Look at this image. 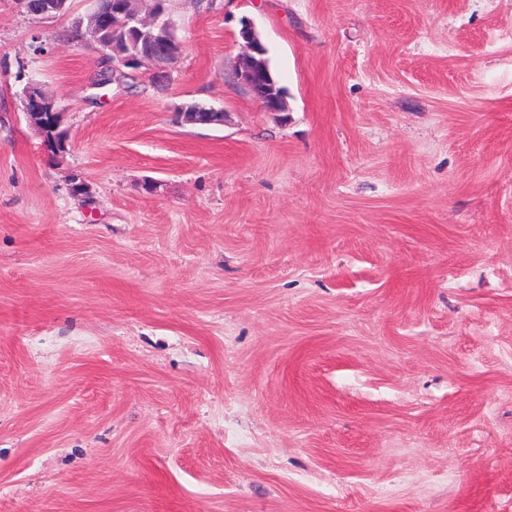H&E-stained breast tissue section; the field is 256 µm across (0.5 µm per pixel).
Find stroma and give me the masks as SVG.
Instances as JSON below:
<instances>
[{"instance_id":"obj_1","label":"stroma","mask_w":512,"mask_h":512,"mask_svg":"<svg viewBox=\"0 0 512 512\" xmlns=\"http://www.w3.org/2000/svg\"><path fill=\"white\" fill-rule=\"evenodd\" d=\"M68 5L0 0V512H512V0H169L163 88ZM67 0H19L20 5L30 15L50 19L65 12ZM238 39L243 51L236 72L238 82L260 103L264 111L284 112V91L277 88L275 81L279 87H283L268 68L265 60L267 48L250 20H242ZM23 112L29 122L37 128L47 147L60 151L66 144V135L60 129L62 109L52 96L41 88L31 85L24 90ZM205 111L206 112L189 111L182 107L181 111H178V116L182 122L191 125H216L224 123V110L209 107L205 109Z\"/></svg>"}]
</instances>
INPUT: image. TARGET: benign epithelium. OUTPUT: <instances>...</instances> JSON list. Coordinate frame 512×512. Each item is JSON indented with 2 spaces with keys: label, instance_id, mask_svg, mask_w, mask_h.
I'll use <instances>...</instances> for the list:
<instances>
[{
  "label": "benign epithelium",
  "instance_id": "obj_1",
  "mask_svg": "<svg viewBox=\"0 0 512 512\" xmlns=\"http://www.w3.org/2000/svg\"><path fill=\"white\" fill-rule=\"evenodd\" d=\"M27 13L41 19H50L65 12L67 0H19ZM114 27L134 31L139 41L124 51H114L112 69H145L159 85L172 81L169 64L181 53V45L172 38L177 30L176 18L166 10L163 0H149L146 13L129 7V0H120V6L112 11L101 7L100 0H92L89 11L74 18L72 28L85 41L93 42L102 51L112 45L102 40V35ZM242 57L236 72L237 80L260 103L266 112L285 111L284 92L277 88L265 60L267 48L254 24L244 20L238 31ZM23 112L29 122L37 128L47 147L64 148L66 135L60 129L62 109L55 98L45 94L41 88L31 85L24 90ZM181 121L191 125H216L224 123V110L210 107L204 112L185 108L178 112Z\"/></svg>",
  "mask_w": 512,
  "mask_h": 512
}]
</instances>
